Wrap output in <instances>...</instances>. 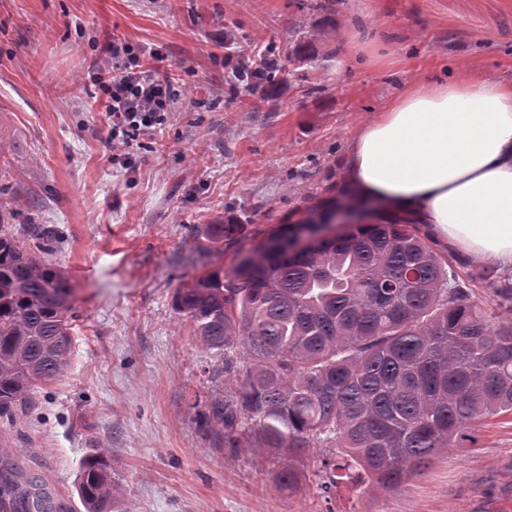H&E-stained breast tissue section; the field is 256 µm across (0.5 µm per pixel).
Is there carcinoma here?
I'll list each match as a JSON object with an SVG mask.
<instances>
[{
  "label": "carcinoma",
  "mask_w": 512,
  "mask_h": 512,
  "mask_svg": "<svg viewBox=\"0 0 512 512\" xmlns=\"http://www.w3.org/2000/svg\"><path fill=\"white\" fill-rule=\"evenodd\" d=\"M272 62L260 79L275 105ZM312 246L301 225L238 251L233 266L176 291L174 306L210 349L244 347L233 399L209 417L232 432L242 420L261 445L295 457L336 448L371 487L422 475L444 450L475 444L474 423L512 415V274L482 271L474 289L414 224H329ZM55 231L0 218V416L33 405L31 388L67 372L72 353L67 278L49 260ZM76 490L86 512H112L105 453L86 457ZM59 512L41 478L0 466V509Z\"/></svg>",
  "instance_id": "carcinoma-1"
}]
</instances>
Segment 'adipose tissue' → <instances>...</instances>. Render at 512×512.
<instances>
[{
	"mask_svg": "<svg viewBox=\"0 0 512 512\" xmlns=\"http://www.w3.org/2000/svg\"><path fill=\"white\" fill-rule=\"evenodd\" d=\"M346 181L358 200L512 268V83L411 84L357 131Z\"/></svg>",
	"mask_w": 512,
	"mask_h": 512,
	"instance_id": "1",
	"label": "adipose tissue"
}]
</instances>
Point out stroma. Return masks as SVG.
<instances>
[{"label": "stroma", "instance_id": "obj_1", "mask_svg": "<svg viewBox=\"0 0 512 512\" xmlns=\"http://www.w3.org/2000/svg\"><path fill=\"white\" fill-rule=\"evenodd\" d=\"M115 34L157 50L179 91L131 173L109 161L87 86ZM299 42L312 60L280 85L278 111H258V88L230 97L247 50ZM459 78L512 82V0H0V208L26 197L34 223L62 233L51 260L73 308L69 369L0 418V462L38 474L61 512H85L75 480L101 449L113 512H512L511 416L392 490L345 479L321 497L332 449L291 459L255 428L203 421L235 381L174 307L238 248L348 209L358 128L414 80ZM211 224L241 234L215 242Z\"/></svg>", "mask_w": 512, "mask_h": 512}]
</instances>
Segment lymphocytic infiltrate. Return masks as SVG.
I'll return each instance as SVG.
<instances>
[{
  "label": "lymphocytic infiltrate",
  "mask_w": 512,
  "mask_h": 512,
  "mask_svg": "<svg viewBox=\"0 0 512 512\" xmlns=\"http://www.w3.org/2000/svg\"><path fill=\"white\" fill-rule=\"evenodd\" d=\"M105 51L110 66L91 70L88 80L105 114L112 164L128 170L133 166L132 142L168 125L178 91L172 78L146 65L144 51L128 41L113 40Z\"/></svg>",
  "instance_id": "1"
}]
</instances>
